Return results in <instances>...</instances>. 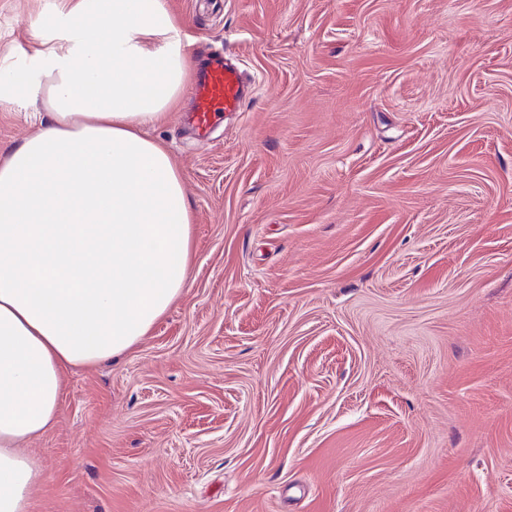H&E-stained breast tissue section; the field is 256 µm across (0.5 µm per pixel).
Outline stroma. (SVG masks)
Listing matches in <instances>:
<instances>
[{"mask_svg":"<svg viewBox=\"0 0 512 512\" xmlns=\"http://www.w3.org/2000/svg\"><path fill=\"white\" fill-rule=\"evenodd\" d=\"M70 3L0 0V66ZM168 6L249 93L150 129L187 285L66 371L29 512H512V0ZM39 121L0 109V152Z\"/></svg>","mask_w":512,"mask_h":512,"instance_id":"stroma-1","label":"stroma"}]
</instances>
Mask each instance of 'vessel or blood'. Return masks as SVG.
<instances>
[{"instance_id":"obj_1","label":"vessel or blood","mask_w":512,"mask_h":512,"mask_svg":"<svg viewBox=\"0 0 512 512\" xmlns=\"http://www.w3.org/2000/svg\"><path fill=\"white\" fill-rule=\"evenodd\" d=\"M196 102L191 115L194 127L207 133L220 113L238 111L247 93L242 73L222 58H209L194 89Z\"/></svg>"}]
</instances>
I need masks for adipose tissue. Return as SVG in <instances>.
Instances as JSON below:
<instances>
[{
  "label": "adipose tissue",
  "mask_w": 512,
  "mask_h": 512,
  "mask_svg": "<svg viewBox=\"0 0 512 512\" xmlns=\"http://www.w3.org/2000/svg\"><path fill=\"white\" fill-rule=\"evenodd\" d=\"M58 43L0 67L49 120L0 159V512L42 479L25 444L51 428L65 372L121 356L182 294L192 210L146 128L181 109L194 61L167 0H76Z\"/></svg>",
  "instance_id": "1"
}]
</instances>
